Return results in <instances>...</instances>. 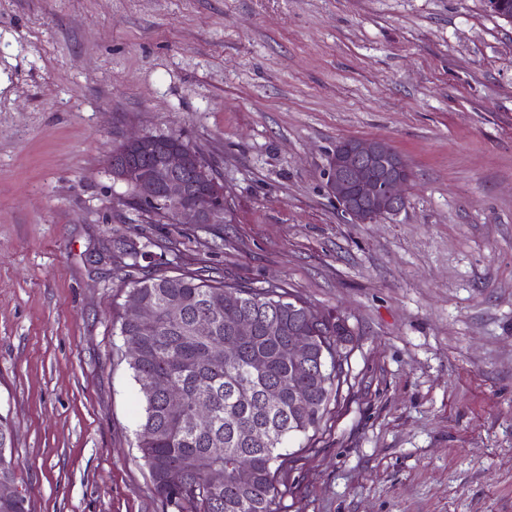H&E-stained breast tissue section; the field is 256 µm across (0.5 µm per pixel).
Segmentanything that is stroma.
<instances>
[{
    "label": "stroma",
    "mask_w": 512,
    "mask_h": 512,
    "mask_svg": "<svg viewBox=\"0 0 512 512\" xmlns=\"http://www.w3.org/2000/svg\"><path fill=\"white\" fill-rule=\"evenodd\" d=\"M175 134L224 224L158 223L108 161ZM415 178L359 224L327 155ZM287 289L351 331L277 512H512V24L483 0H0V415L31 512H162L116 243ZM385 167V183L379 165ZM328 193L340 211L359 224L395 216L408 205L413 173L406 160L379 139L340 141L325 167Z\"/></svg>",
    "instance_id": "1"
}]
</instances>
